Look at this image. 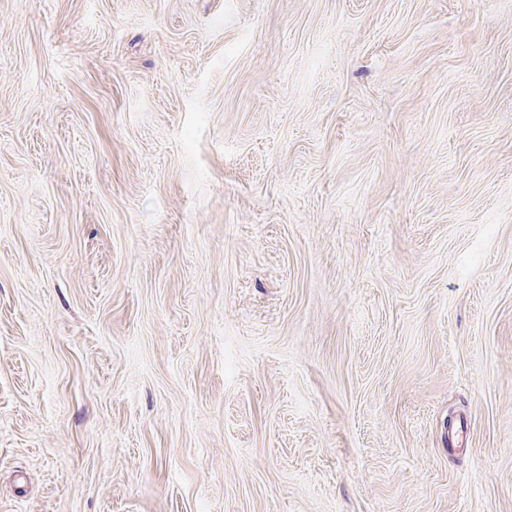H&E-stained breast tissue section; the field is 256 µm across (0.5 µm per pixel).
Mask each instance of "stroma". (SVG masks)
I'll use <instances>...</instances> for the list:
<instances>
[{"label": "stroma", "instance_id": "stroma-1", "mask_svg": "<svg viewBox=\"0 0 512 512\" xmlns=\"http://www.w3.org/2000/svg\"><path fill=\"white\" fill-rule=\"evenodd\" d=\"M0 512H512V0H0Z\"/></svg>", "mask_w": 512, "mask_h": 512}]
</instances>
